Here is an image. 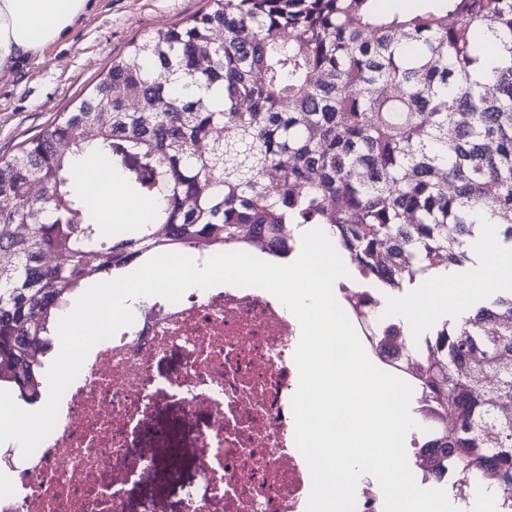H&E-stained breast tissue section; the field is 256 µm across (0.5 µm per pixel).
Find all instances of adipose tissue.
Masks as SVG:
<instances>
[{
	"label": "adipose tissue",
	"instance_id": "1",
	"mask_svg": "<svg viewBox=\"0 0 512 512\" xmlns=\"http://www.w3.org/2000/svg\"><path fill=\"white\" fill-rule=\"evenodd\" d=\"M90 0H0V81L39 55L43 48L66 36L88 10ZM512 280V255L485 246L484 258L461 281L433 284L422 300L400 306L408 318L422 322L439 302L461 303L476 288Z\"/></svg>",
	"mask_w": 512,
	"mask_h": 512
}]
</instances>
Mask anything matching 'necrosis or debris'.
Segmentation results:
<instances>
[{
    "label": "necrosis or debris",
    "instance_id": "obj_1",
    "mask_svg": "<svg viewBox=\"0 0 512 512\" xmlns=\"http://www.w3.org/2000/svg\"><path fill=\"white\" fill-rule=\"evenodd\" d=\"M300 338L286 306L258 287L140 301L130 326L90 350L34 452L18 461L0 453L14 469L0 512H129L170 444L152 424L172 406L195 433L202 481L179 512H306L312 479L291 408ZM174 350L180 365L157 376L154 361Z\"/></svg>",
    "mask_w": 512,
    "mask_h": 512
}]
</instances>
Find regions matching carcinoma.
I'll return each instance as SVG.
<instances>
[{"mask_svg":"<svg viewBox=\"0 0 512 512\" xmlns=\"http://www.w3.org/2000/svg\"><path fill=\"white\" fill-rule=\"evenodd\" d=\"M374 2L209 0L0 159V390L40 400L72 294L146 256L236 246L246 226L274 256L289 253L273 249L284 228L317 226L379 288L471 262L487 212L512 252V0L393 16ZM491 47L498 65L472 78ZM90 147L148 203L140 221L104 230L74 185ZM345 299L371 351L403 328L381 329L374 292ZM407 341L389 368L432 426L419 447L484 476L512 512V287Z\"/></svg>","mask_w":512,"mask_h":512,"instance_id":"obj_1","label":"carcinoma"}]
</instances>
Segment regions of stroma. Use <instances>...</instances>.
Listing matches in <instances>:
<instances>
[{"label":"stroma","instance_id":"35a3bbf8","mask_svg":"<svg viewBox=\"0 0 512 512\" xmlns=\"http://www.w3.org/2000/svg\"><path fill=\"white\" fill-rule=\"evenodd\" d=\"M207 0H92L69 34L0 83V157L18 152L72 107L132 44L189 19ZM195 450L184 436L169 466L150 477L129 502V512H178L196 486Z\"/></svg>","mask_w":512,"mask_h":512}]
</instances>
